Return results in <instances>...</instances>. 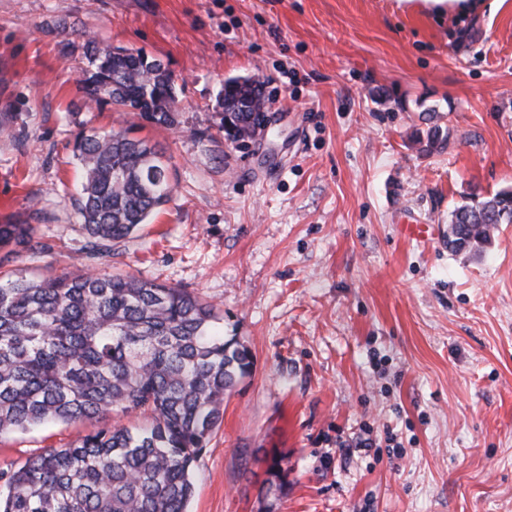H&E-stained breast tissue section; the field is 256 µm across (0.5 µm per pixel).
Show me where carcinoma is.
Listing matches in <instances>:
<instances>
[{"mask_svg":"<svg viewBox=\"0 0 512 512\" xmlns=\"http://www.w3.org/2000/svg\"><path fill=\"white\" fill-rule=\"evenodd\" d=\"M88 100L174 126V79L142 53L85 43ZM225 100H263L261 84L225 81ZM77 212L87 257L111 249L171 200L169 159L126 130L79 135ZM512 224V187L457 206L448 248L479 251ZM7 254L38 251L28 224H0ZM214 308L183 288L83 268L39 280L0 275V435L48 420L96 421L150 411L138 427L95 429L0 468V512H189L194 465L224 414V398L253 371L250 349L217 330Z\"/></svg>","mask_w":512,"mask_h":512,"instance_id":"cac0c4a2","label":"carcinoma"}]
</instances>
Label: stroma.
<instances>
[{
	"mask_svg": "<svg viewBox=\"0 0 512 512\" xmlns=\"http://www.w3.org/2000/svg\"><path fill=\"white\" fill-rule=\"evenodd\" d=\"M90 36L163 62L173 127L88 107ZM233 77L263 82L267 135L225 130ZM4 112L0 223L43 248L1 268L187 289L254 356L191 512H512V224L481 254L448 249L462 198L512 186V0L463 21L396 0H0ZM110 128L164 148L173 193L91 258L72 146ZM92 427L0 435V467Z\"/></svg>",
	"mask_w": 512,
	"mask_h": 512,
	"instance_id": "35a3bbf8",
	"label": "stroma"
}]
</instances>
